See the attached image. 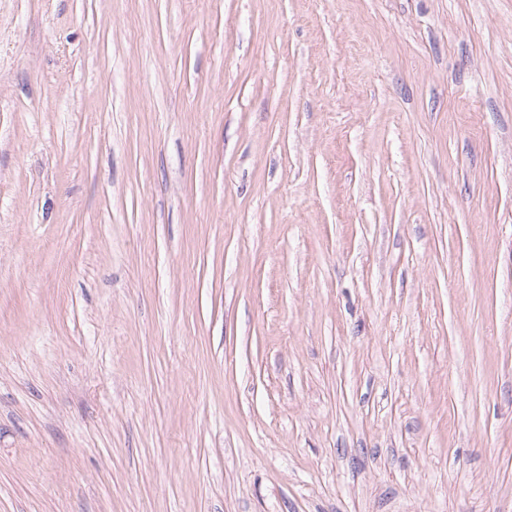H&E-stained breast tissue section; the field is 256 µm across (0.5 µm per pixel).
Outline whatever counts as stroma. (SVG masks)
I'll return each instance as SVG.
<instances>
[{
	"label": "stroma",
	"instance_id": "obj_1",
	"mask_svg": "<svg viewBox=\"0 0 512 512\" xmlns=\"http://www.w3.org/2000/svg\"><path fill=\"white\" fill-rule=\"evenodd\" d=\"M0 512H512V0H0Z\"/></svg>",
	"mask_w": 512,
	"mask_h": 512
}]
</instances>
